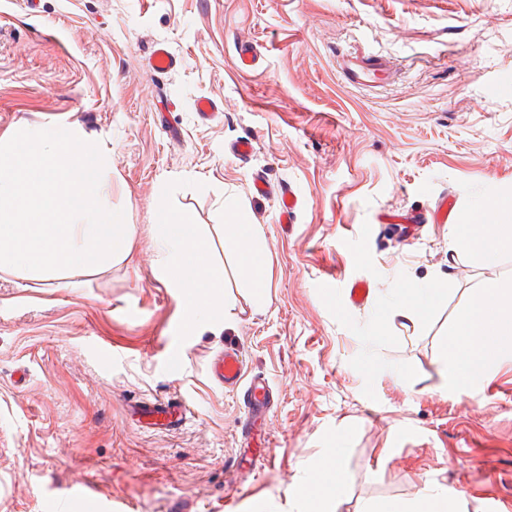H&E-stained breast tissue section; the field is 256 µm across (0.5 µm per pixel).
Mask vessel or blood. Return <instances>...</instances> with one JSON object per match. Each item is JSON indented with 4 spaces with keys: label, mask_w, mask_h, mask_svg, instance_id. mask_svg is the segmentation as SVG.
I'll return each instance as SVG.
<instances>
[{
    "label": "vessel or blood",
    "mask_w": 512,
    "mask_h": 512,
    "mask_svg": "<svg viewBox=\"0 0 512 512\" xmlns=\"http://www.w3.org/2000/svg\"><path fill=\"white\" fill-rule=\"evenodd\" d=\"M340 69L346 81L360 84L369 81L375 72L387 71L388 65L378 56L357 55L343 59ZM210 376L224 390L242 392L249 425L259 424L266 419L273 405L270 385L258 376L244 380L243 360L235 348H225L222 354L211 360ZM137 414L140 423L169 430L185 419L187 409L182 404L155 401L140 406Z\"/></svg>",
    "instance_id": "vessel-or-blood-1"
}]
</instances>
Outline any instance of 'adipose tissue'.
I'll return each mask as SVG.
<instances>
[{
    "label": "adipose tissue",
    "instance_id": "ef3b65f1",
    "mask_svg": "<svg viewBox=\"0 0 512 512\" xmlns=\"http://www.w3.org/2000/svg\"><path fill=\"white\" fill-rule=\"evenodd\" d=\"M492 223H484V213ZM227 222L222 227L224 244L235 253L238 271L253 293H261L269 281V265L262 246L260 225L249 223L244 206L237 201L224 204ZM157 255L156 269L167 287L183 298L187 327L201 323L220 326L223 322L224 269L209 261L213 241L186 212L163 213L148 228ZM454 248L492 265L512 252V196L499 197L491 205H477L462 214L450 229ZM442 289L409 283L396 289L389 318L377 319L374 338L386 335L390 319L417 323L436 307ZM512 358V284L485 282L462 307L445 343L444 389L464 391L489 381L495 365ZM346 485L337 450H330L320 472L307 478L298 493L300 512H335ZM365 512H450L443 492L420 493L408 499L370 503Z\"/></svg>",
    "mask_w": 512,
    "mask_h": 512
}]
</instances>
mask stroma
<instances>
[{"instance_id": "35a3bbf8", "label": "stroma", "mask_w": 512, "mask_h": 512, "mask_svg": "<svg viewBox=\"0 0 512 512\" xmlns=\"http://www.w3.org/2000/svg\"><path fill=\"white\" fill-rule=\"evenodd\" d=\"M256 62L241 68V42ZM175 57L154 71L156 44ZM379 55L371 86L342 57ZM512 0H0V138L59 126L106 148L105 208L137 228L130 260L76 288L0 275V512H298L296 492L338 448L337 512L433 487L456 512H512V361L488 384L441 387L443 345L482 283L512 282V254L487 266L449 246L429 214L512 194ZM216 100V118L195 104ZM247 138L241 160L231 144ZM262 177L271 195L254 194ZM301 204L280 221L277 195ZM236 196L261 225L270 268L256 307L222 242L234 307L224 328L185 326L153 274L147 233L161 212L224 223ZM420 214L412 237L395 217ZM356 279L363 305L335 298ZM447 288L415 325L371 336L392 291ZM183 360L171 367L168 348ZM237 348L274 405L243 440L241 396L208 376ZM178 398L175 431L129 408Z\"/></svg>"}]
</instances>
